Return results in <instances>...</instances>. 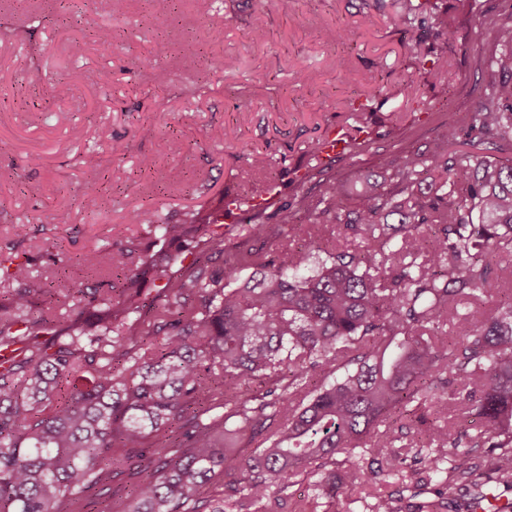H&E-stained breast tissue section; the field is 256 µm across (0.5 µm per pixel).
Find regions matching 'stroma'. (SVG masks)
I'll return each mask as SVG.
<instances>
[{"instance_id": "35a3bbf8", "label": "stroma", "mask_w": 512, "mask_h": 512, "mask_svg": "<svg viewBox=\"0 0 512 512\" xmlns=\"http://www.w3.org/2000/svg\"><path fill=\"white\" fill-rule=\"evenodd\" d=\"M411 4L454 18L446 66L428 65L435 37L407 20ZM257 7L267 13L261 39L249 32ZM162 11L170 25L160 31ZM101 23L115 36L106 52L93 40ZM1 29L0 249L28 262L46 303L94 285L75 263L83 252L144 242L130 211L179 220L196 204L249 196L256 174L245 143L271 157L281 199L318 198L334 181L357 208L364 177L436 149L444 128L465 131L488 92L487 63L512 29V0H294L288 15L273 0H210L205 14L197 0H124L116 13L110 0H0ZM188 45L202 67H187ZM343 68L351 81L340 79ZM410 78L421 101L403 95ZM59 79L69 88L62 99L52 91ZM368 97L371 112L354 117L353 103ZM334 126L364 132V149L317 164L310 146ZM120 143L122 158L113 153ZM84 154L109 189H91ZM143 157L154 160L151 172H140ZM175 166L184 182L166 180Z\"/></svg>"}]
</instances>
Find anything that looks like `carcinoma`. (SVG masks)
I'll use <instances>...</instances> for the list:
<instances>
[{
  "label": "carcinoma",
  "instance_id": "cac0c4a2",
  "mask_svg": "<svg viewBox=\"0 0 512 512\" xmlns=\"http://www.w3.org/2000/svg\"><path fill=\"white\" fill-rule=\"evenodd\" d=\"M432 24L440 67L455 26L446 12ZM489 67L497 78L467 136L512 141V47ZM457 137L447 128L436 150L394 167L396 196L376 184L348 210L328 184L304 204L306 252L288 247V207L278 224L254 211L232 246L220 206L179 224L135 211L154 245L179 250L163 263L134 260L132 243L80 255L104 280L63 296L77 311L68 336L34 309L28 264L0 260V278L18 284L0 300V512H58L74 496L101 512L124 466L128 512H277L302 471L310 512L343 484L367 487L362 512H438L440 499L402 510L424 472L468 490L466 512L489 483L512 491V301L494 298L501 268L486 260L512 257V159L444 155ZM314 249L325 258L305 275ZM185 253L192 262L172 270ZM471 301L482 304L473 323L461 312ZM461 320L465 334L448 341ZM443 399L473 431L434 424ZM397 428L424 449L421 467L404 466Z\"/></svg>",
  "mask_w": 512,
  "mask_h": 512
}]
</instances>
